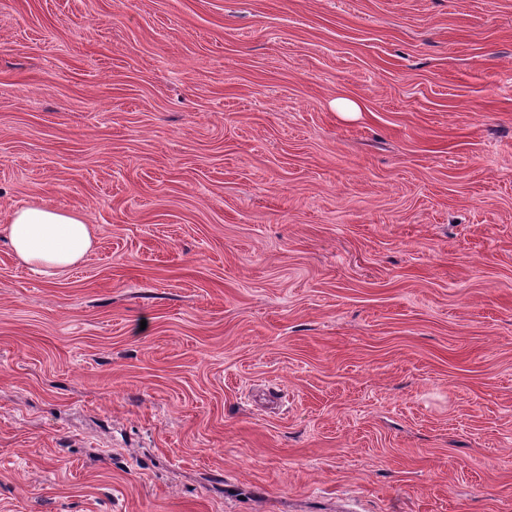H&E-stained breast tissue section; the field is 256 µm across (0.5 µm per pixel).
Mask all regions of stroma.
<instances>
[{"label": "stroma", "instance_id": "1", "mask_svg": "<svg viewBox=\"0 0 512 512\" xmlns=\"http://www.w3.org/2000/svg\"><path fill=\"white\" fill-rule=\"evenodd\" d=\"M30 202L0 512H512V0H0ZM3 233L26 265L48 276L77 264L92 244V227L80 212L40 203L15 208Z\"/></svg>", "mask_w": 512, "mask_h": 512}]
</instances>
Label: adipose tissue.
I'll return each mask as SVG.
<instances>
[{"instance_id":"ef3b65f1","label":"adipose tissue","mask_w":512,"mask_h":512,"mask_svg":"<svg viewBox=\"0 0 512 512\" xmlns=\"http://www.w3.org/2000/svg\"><path fill=\"white\" fill-rule=\"evenodd\" d=\"M0 231L26 265L48 276L77 264L92 244V227L80 212L40 203L15 208Z\"/></svg>"}]
</instances>
